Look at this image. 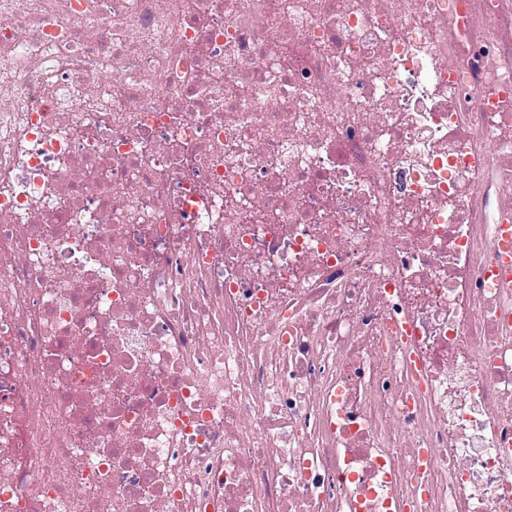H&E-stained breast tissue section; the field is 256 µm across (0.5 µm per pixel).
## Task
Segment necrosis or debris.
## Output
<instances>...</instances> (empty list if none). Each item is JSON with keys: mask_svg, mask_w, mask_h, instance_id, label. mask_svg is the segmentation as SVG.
Returning a JSON list of instances; mask_svg holds the SVG:
<instances>
[{"mask_svg": "<svg viewBox=\"0 0 512 512\" xmlns=\"http://www.w3.org/2000/svg\"><path fill=\"white\" fill-rule=\"evenodd\" d=\"M512 0H0V512H512Z\"/></svg>", "mask_w": 512, "mask_h": 512, "instance_id": "4bbe7bcc", "label": "necrosis or debris"}]
</instances>
